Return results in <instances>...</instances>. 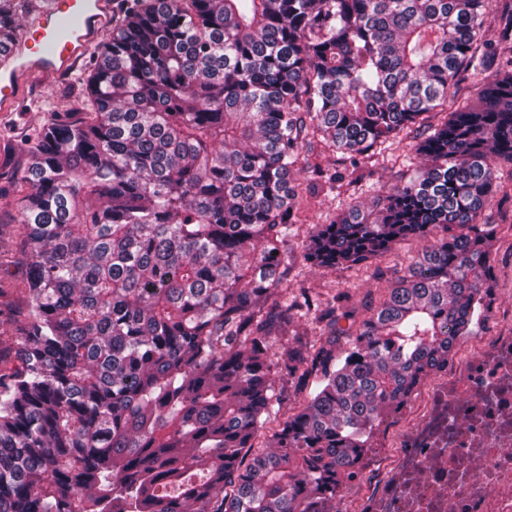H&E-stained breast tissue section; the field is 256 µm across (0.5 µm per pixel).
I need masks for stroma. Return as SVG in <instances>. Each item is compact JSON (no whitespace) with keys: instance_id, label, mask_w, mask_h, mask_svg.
I'll list each match as a JSON object with an SVG mask.
<instances>
[{"instance_id":"obj_1","label":"stroma","mask_w":512,"mask_h":512,"mask_svg":"<svg viewBox=\"0 0 512 512\" xmlns=\"http://www.w3.org/2000/svg\"><path fill=\"white\" fill-rule=\"evenodd\" d=\"M79 74V69L74 68L63 75L30 80L18 109L0 112V287L9 295L12 302L11 315L16 320L23 315L27 288L24 236L16 222L18 205L29 191L23 179L28 162L25 139L34 129L52 123L56 113L82 111L83 101L69 91ZM403 170L400 164L387 170L368 164L361 170V181L348 187L344 195L317 191L309 199V223H328L341 206L370 202L374 187L396 182ZM297 281L318 298L351 290L352 301L357 305L369 297H383L388 286L384 280H367L366 271L362 268L335 272L303 266L299 269Z\"/></svg>"}]
</instances>
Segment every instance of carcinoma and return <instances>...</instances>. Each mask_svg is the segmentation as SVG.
<instances>
[{"instance_id":"cac0c4a2","label":"carcinoma","mask_w":512,"mask_h":512,"mask_svg":"<svg viewBox=\"0 0 512 512\" xmlns=\"http://www.w3.org/2000/svg\"><path fill=\"white\" fill-rule=\"evenodd\" d=\"M33 3L0 0V43ZM77 87L85 111L28 137L0 512H336L375 424L490 316L512 0H120ZM405 139L423 167L305 227L303 192ZM315 142L348 175L308 168ZM407 239L421 254L346 326L349 292L291 278Z\"/></svg>"}]
</instances>
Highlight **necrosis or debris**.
Listing matches in <instances>:
<instances>
[{
	"instance_id": "obj_1",
	"label": "necrosis or debris",
	"mask_w": 512,
	"mask_h": 512,
	"mask_svg": "<svg viewBox=\"0 0 512 512\" xmlns=\"http://www.w3.org/2000/svg\"><path fill=\"white\" fill-rule=\"evenodd\" d=\"M495 316L382 420L361 466L379 482L336 512H512V305Z\"/></svg>"
}]
</instances>
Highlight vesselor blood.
<instances>
[{"label":"vessel or blood","mask_w":512,"mask_h":512,"mask_svg":"<svg viewBox=\"0 0 512 512\" xmlns=\"http://www.w3.org/2000/svg\"><path fill=\"white\" fill-rule=\"evenodd\" d=\"M112 0H48L26 32L0 51V111L12 109L24 82L69 71L108 30Z\"/></svg>","instance_id":"b4317fda"}]
</instances>
